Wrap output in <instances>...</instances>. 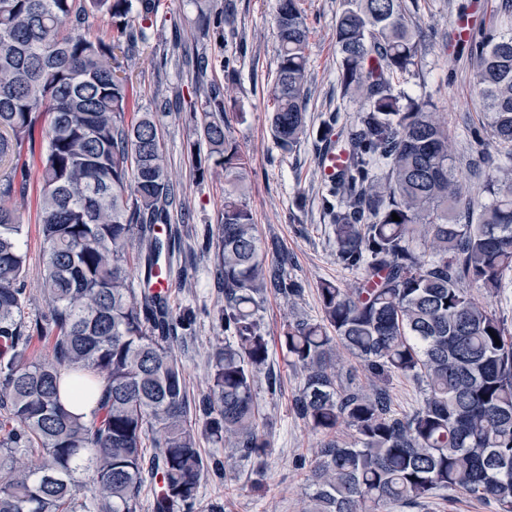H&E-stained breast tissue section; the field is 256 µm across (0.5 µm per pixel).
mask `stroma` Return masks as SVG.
Here are the masks:
<instances>
[{
	"label": "stroma",
	"mask_w": 512,
	"mask_h": 512,
	"mask_svg": "<svg viewBox=\"0 0 512 512\" xmlns=\"http://www.w3.org/2000/svg\"><path fill=\"white\" fill-rule=\"evenodd\" d=\"M506 0H404L410 25L423 33L417 63L400 88L409 95L433 96L448 122L454 173L474 202H486L484 186L493 166L474 175L472 164L494 156L497 144L489 137L488 120L480 112L472 88L470 42L490 30L505 31L501 18ZM274 0H218L217 25L202 32L194 0H160L149 38L140 44L132 80L141 111H154L156 93L176 100L170 112L159 114V130L168 175L179 206L170 222L180 232L181 251L169 280L173 310L192 309L194 331L174 345L186 372L192 397L207 393L208 362L224 343L219 316L224 294L218 280L215 249L224 203V172L210 160L193 166L189 147L203 122L194 107L196 82L217 83L224 90V123L246 155L250 173L245 201L256 236L268 260L283 262L290 279L302 288L295 300L267 292L260 317L269 340V366L279 380L269 393L265 380L255 384L261 416L269 421L271 448L265 459V478L254 484L249 463L241 462L230 478L209 475L200 488L202 506L219 502L224 512H299L308 493L301 461L311 460L321 438L294 411L302 383L290 365L280 337L289 322L322 316L317 288L330 280L341 287L356 284L353 274L336 261V242L323 208L325 179L320 169L324 147L315 132L335 118L334 141H343L358 105L342 94L338 81L339 55L333 37L340 0H302L309 27L310 81L306 116L310 132L293 151L279 149L271 132L272 103L268 90L277 68ZM206 54L208 67L197 76L188 58ZM25 224L21 248L27 255L24 312L35 319L48 310L40 288L43 244L34 196L14 198ZM388 512H492L491 505L462 490L438 491L411 506H392Z\"/></svg>",
	"instance_id": "1"
}]
</instances>
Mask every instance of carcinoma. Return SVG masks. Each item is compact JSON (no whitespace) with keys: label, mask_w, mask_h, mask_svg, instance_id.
Listing matches in <instances>:
<instances>
[{"label":"carcinoma","mask_w":512,"mask_h":512,"mask_svg":"<svg viewBox=\"0 0 512 512\" xmlns=\"http://www.w3.org/2000/svg\"><path fill=\"white\" fill-rule=\"evenodd\" d=\"M159 3L0 0V163L12 162L0 174V512H197L209 473L247 461L263 474L268 423L253 390L269 357L260 299L301 288L267 263L244 201L248 161L224 120L212 118L224 112L212 84L199 136L225 176L224 346L211 355L207 394L189 398L174 342L192 334L196 317L174 315L153 287L179 236L164 241L157 231L176 202L156 120L170 99L127 118L129 57ZM100 17L111 22L109 42L93 33ZM274 25L271 125L290 152L307 134L300 0H276ZM335 40L341 86L358 110L323 204L336 260L358 286L320 282L321 319L290 323L280 338L302 375L294 409L322 437L301 512H381L448 489L512 512V330L469 291L493 295L512 272V32L485 33L472 46L475 96L500 147L481 206L456 179L435 103L395 89L421 42L403 0H342ZM44 118L37 153L31 141ZM32 168L50 309L28 321L24 224L10 199L25 193ZM43 337L53 340L48 356L30 351ZM337 346L358 366L343 370ZM360 371L367 390L354 385ZM390 375L423 385L412 413H392L378 385ZM64 391L98 407L72 413ZM342 425L353 430L348 440ZM201 434L231 453L203 457Z\"/></svg>","instance_id":"1"}]
</instances>
